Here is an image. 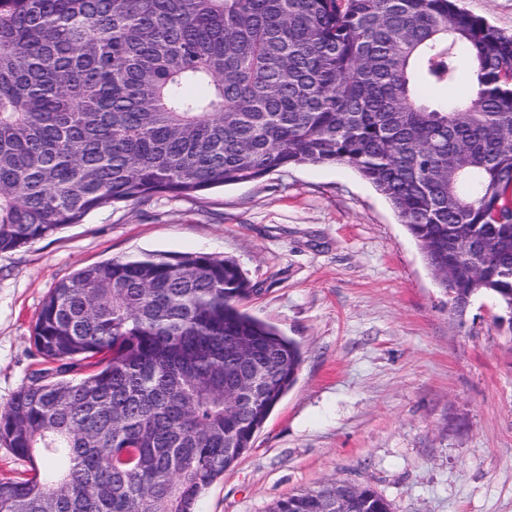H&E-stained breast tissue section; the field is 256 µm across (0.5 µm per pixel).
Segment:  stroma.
Here are the masks:
<instances>
[{"label": "stroma", "instance_id": "stroma-1", "mask_svg": "<svg viewBox=\"0 0 512 512\" xmlns=\"http://www.w3.org/2000/svg\"><path fill=\"white\" fill-rule=\"evenodd\" d=\"M233 258L241 307L300 343L295 384L198 512H269L334 479L393 512H512V319L494 297L451 312L390 203L342 165L95 210L0 253V409L40 366L31 341L78 268L152 253Z\"/></svg>", "mask_w": 512, "mask_h": 512}]
</instances>
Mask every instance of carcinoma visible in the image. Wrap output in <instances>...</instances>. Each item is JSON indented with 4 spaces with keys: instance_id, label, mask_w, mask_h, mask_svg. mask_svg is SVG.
<instances>
[{
    "instance_id": "cac0c4a2",
    "label": "carcinoma",
    "mask_w": 512,
    "mask_h": 512,
    "mask_svg": "<svg viewBox=\"0 0 512 512\" xmlns=\"http://www.w3.org/2000/svg\"><path fill=\"white\" fill-rule=\"evenodd\" d=\"M468 76L472 98L433 96ZM333 164L390 202L452 311L490 294L512 315V36L457 0H0V252L116 202ZM251 291L206 253L59 282L31 336L47 367L0 410L31 472L0 478V512H197L303 360ZM341 483L350 512H392Z\"/></svg>"
}]
</instances>
